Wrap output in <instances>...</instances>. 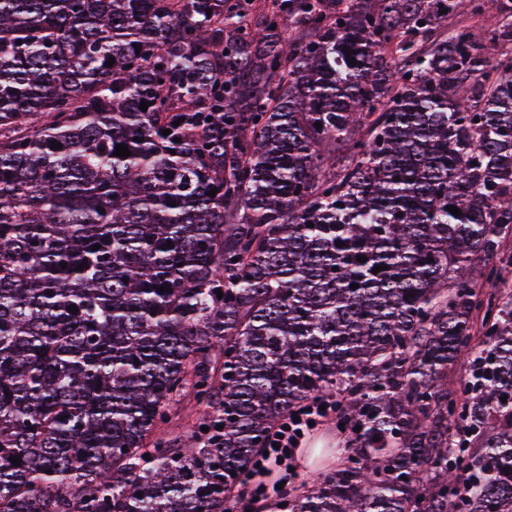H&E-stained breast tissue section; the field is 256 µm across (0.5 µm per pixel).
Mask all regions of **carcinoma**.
I'll list each match as a JSON object with an SVG mask.
<instances>
[{"label":"carcinoma","mask_w":512,"mask_h":512,"mask_svg":"<svg viewBox=\"0 0 512 512\" xmlns=\"http://www.w3.org/2000/svg\"><path fill=\"white\" fill-rule=\"evenodd\" d=\"M457 12L0 0V512H225L333 396L354 457L288 512H512V13ZM485 8L481 17L472 18L467 14L448 15V21L438 29V33L448 34L460 25H470L478 37L485 35L487 26L492 23L504 8H512V0H485ZM193 413V401L186 395L181 397L179 401L171 407L168 424L161 426L164 435L172 438L182 446L191 441L194 435V429H190L186 426L185 419L188 414Z\"/></svg>","instance_id":"1"}]
</instances>
